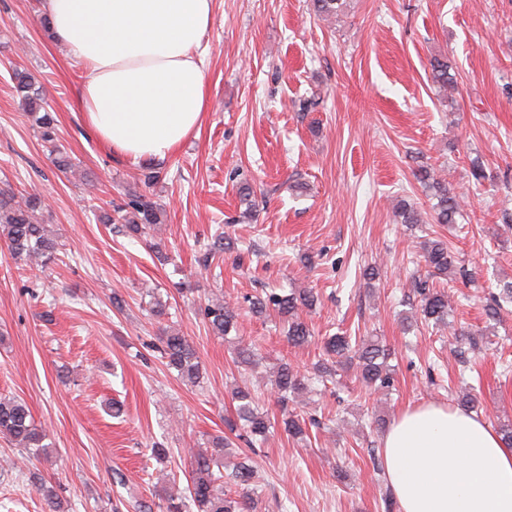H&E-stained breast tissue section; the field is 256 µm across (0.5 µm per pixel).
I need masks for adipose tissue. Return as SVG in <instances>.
I'll list each match as a JSON object with an SVG mask.
<instances>
[{
  "instance_id": "1",
  "label": "adipose tissue",
  "mask_w": 512,
  "mask_h": 512,
  "mask_svg": "<svg viewBox=\"0 0 512 512\" xmlns=\"http://www.w3.org/2000/svg\"><path fill=\"white\" fill-rule=\"evenodd\" d=\"M213 0H41L53 36L83 69L88 128L134 162L167 159L209 107L198 53ZM399 512H512V447L478 415L436 403L401 412L382 441Z\"/></svg>"
}]
</instances>
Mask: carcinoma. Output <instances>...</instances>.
<instances>
[{
	"label": "carcinoma",
	"instance_id": "cac0c4a2",
	"mask_svg": "<svg viewBox=\"0 0 512 512\" xmlns=\"http://www.w3.org/2000/svg\"><path fill=\"white\" fill-rule=\"evenodd\" d=\"M344 0H313V8L320 16H338ZM431 78L438 91L452 97L456 89L454 76L449 73L448 58L436 56L430 61ZM16 88L21 94L27 112L34 115L39 138L54 155L56 166L66 170L72 166L69 155L58 144L57 123L52 112L46 110L42 90L34 78L26 72L15 73ZM417 178L428 188L437 203L434 206L435 219L439 224H453L460 213L459 195L439 177L435 170L422 168ZM129 214L122 216L127 231L143 236L154 226L163 223V214L154 203L135 196L129 200ZM42 208V200L35 194L23 201H15V195L8 190L0 191V239L5 241L9 254L14 258L28 261H50L55 258L59 243L49 236L44 226L34 221L35 214ZM423 259L430 274L452 278L457 273L454 259L448 254V246L439 240H428L423 244ZM412 288L418 295V304L411 307L406 321H422L438 326L448 325L455 337L463 335L448 322L451 304L448 292L432 288L428 281L412 277ZM317 302V295L310 288L295 290L286 294H269L253 302L252 310L263 314L271 308L287 324L285 338L288 344L301 346L311 339L308 325L301 320L299 310L311 309ZM204 318L210 331L218 337H226L237 328V314L224 305V299L216 296L204 308ZM326 354L341 365L357 360L358 380L370 388L389 390L393 386V369L388 364L391 351L376 336L353 338L341 331L323 338ZM162 356L167 365L176 370L180 377L190 383H197L201 377L199 357L194 346L178 333H165ZM237 363L249 367L256 364L255 348L250 344H238L235 351ZM309 387V378L290 364L283 362L275 372L274 389L281 398L298 394ZM232 400L236 402L235 412L242 429L250 440L267 443L274 436L275 423L269 415L259 409L253 390L245 383L232 388ZM0 434L9 437L23 452L33 448H45V434L35 424L27 404L14 397H0ZM217 453L198 450L190 456V484L187 485L188 501L196 512H258L262 503L258 489L252 486L253 467L246 460L233 466L231 474L222 475L224 449L229 441L216 437L212 440ZM235 487L231 492L224 484Z\"/></svg>",
	"mask_w": 512,
	"mask_h": 512
}]
</instances>
